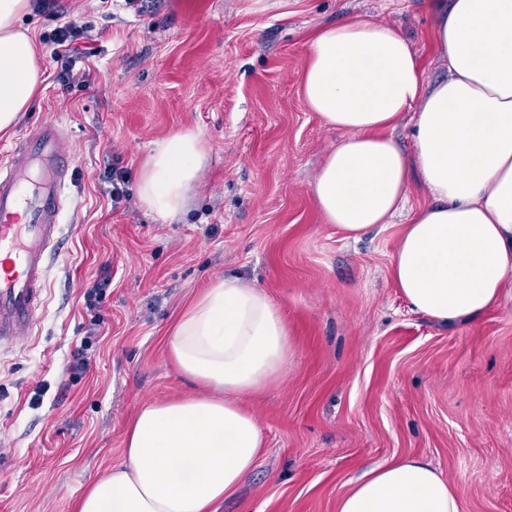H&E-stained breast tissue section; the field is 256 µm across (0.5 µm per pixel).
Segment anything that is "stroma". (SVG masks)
Instances as JSON below:
<instances>
[{"label": "stroma", "mask_w": 512, "mask_h": 512, "mask_svg": "<svg viewBox=\"0 0 512 512\" xmlns=\"http://www.w3.org/2000/svg\"><path fill=\"white\" fill-rule=\"evenodd\" d=\"M23 19L39 43L40 96L0 153L46 119L63 121L77 190L46 303L20 346L0 351V512H72L88 483L123 459L135 410L190 394L166 347L178 315L211 281L261 286L288 321L281 376L246 397L263 453L218 512H336L371 466L418 457L459 488L461 512H512V292L442 325L412 312L392 277L420 183L390 224L360 241L326 223L312 184L341 132L302 94L306 35L357 17L433 52L425 0H63ZM86 26L98 49L55 76L43 38ZM199 133L208 160L172 221L137 195L145 156ZM128 200L113 207L111 167ZM96 309L84 292L101 269ZM87 367L74 370L77 351Z\"/></svg>", "instance_id": "obj_1"}]
</instances>
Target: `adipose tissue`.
I'll return each mask as SVG.
<instances>
[{"instance_id": "obj_1", "label": "adipose tissue", "mask_w": 512, "mask_h": 512, "mask_svg": "<svg viewBox=\"0 0 512 512\" xmlns=\"http://www.w3.org/2000/svg\"><path fill=\"white\" fill-rule=\"evenodd\" d=\"M434 49L447 78L426 84L410 40L356 18L308 37L304 96L343 137L313 184L327 223L359 239L391 223L412 182L432 197L392 257L410 308L450 323L483 314L512 283V0H428ZM30 0H0V133L41 91L39 48L19 21ZM414 112V150L390 131ZM208 148L178 132L144 159L141 206L163 220L186 209ZM288 324L259 287L227 276L176 319L167 350L195 393L143 404L125 433L124 459L93 480L74 512H217L262 447L241 399L285 368ZM337 512H461L458 490L431 464L406 457L370 468Z\"/></svg>"}]
</instances>
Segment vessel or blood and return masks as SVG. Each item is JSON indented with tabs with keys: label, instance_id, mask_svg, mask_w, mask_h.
<instances>
[{
	"label": "vessel or blood",
	"instance_id": "obj_1",
	"mask_svg": "<svg viewBox=\"0 0 512 512\" xmlns=\"http://www.w3.org/2000/svg\"><path fill=\"white\" fill-rule=\"evenodd\" d=\"M67 127L45 120L0 159V345L28 335L48 288V265L63 249L73 182Z\"/></svg>",
	"mask_w": 512,
	"mask_h": 512
}]
</instances>
